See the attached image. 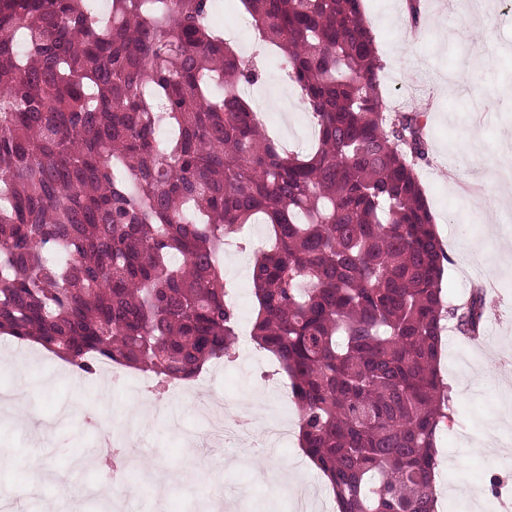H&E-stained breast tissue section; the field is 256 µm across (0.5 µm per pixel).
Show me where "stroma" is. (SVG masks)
Listing matches in <instances>:
<instances>
[{"mask_svg": "<svg viewBox=\"0 0 512 512\" xmlns=\"http://www.w3.org/2000/svg\"><path fill=\"white\" fill-rule=\"evenodd\" d=\"M394 0H362L383 65L384 97L393 109L423 108L428 113V157L419 178L437 230L451 261L443 287L449 304L466 300L474 287L491 288L483 332L471 340L454 328L442 336L440 374L448 388V420L437 436L442 494L438 512H512V455L484 451L487 443L512 442V274L492 269L478 247L485 230L482 206L498 183L489 160L512 152L504 138L512 127V18L500 15L496 0H422L430 25L409 41L402 22L391 20ZM479 20V38L466 42L460 29ZM263 83L249 90L251 105L280 92L288 114L274 111L261 118L270 134L299 149L315 140V129L300 93L289 82L280 61L265 64ZM493 104H486V97ZM224 252V275L233 286L242 330L252 328L254 300L248 275L240 273ZM26 375L23 411L35 426L16 422L9 403L0 402V448L11 450L0 466V487L24 489L10 512H101L108 499L100 491L87 451L99 444L100 432L78 428L59 418L61 409L88 410L112 418L126 417L145 401L144 375L127 371L121 388L98 373L93 382L73 374L68 365L10 336L0 337V388L13 391ZM201 377L226 408L249 396L260 402L254 421L267 432L289 422L288 438L274 440L263 459L246 444L207 448L203 461L191 466L185 482L151 495L131 486L124 512H295L304 499L307 512H326L333 497L318 471L303 461L296 426L299 411L280 392L285 381L273 357L255 342L240 347L234 362L213 364ZM201 417L182 396L168 399L133 432L144 470L155 472L188 464L186 430H199ZM299 459L302 494L287 491L276 474L284 462ZM189 465V464H188Z\"/></svg>", "mask_w": 512, "mask_h": 512, "instance_id": "stroma-1", "label": "stroma"}]
</instances>
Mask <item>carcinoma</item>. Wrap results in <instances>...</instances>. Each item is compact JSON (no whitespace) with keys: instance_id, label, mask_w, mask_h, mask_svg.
<instances>
[{"instance_id":"carcinoma-1","label":"carcinoma","mask_w":512,"mask_h":512,"mask_svg":"<svg viewBox=\"0 0 512 512\" xmlns=\"http://www.w3.org/2000/svg\"><path fill=\"white\" fill-rule=\"evenodd\" d=\"M219 2L0 0V333L191 379L235 350L224 245L260 215L251 336L337 512H435L444 321L480 336L488 291L445 302L427 113L387 108L361 0H240L316 123L288 148Z\"/></svg>"}]
</instances>
